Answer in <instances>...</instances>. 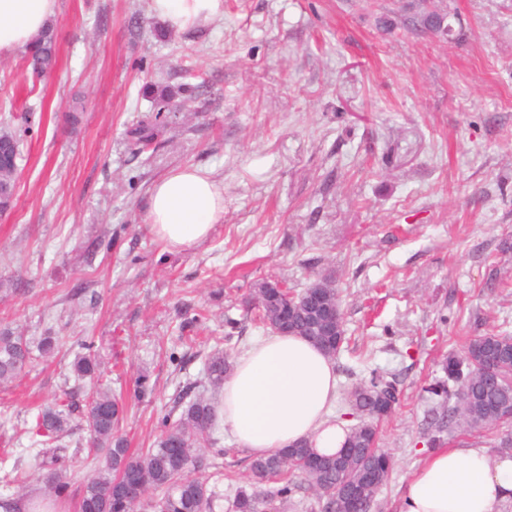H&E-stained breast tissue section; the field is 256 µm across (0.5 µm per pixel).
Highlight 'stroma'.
Segmentation results:
<instances>
[{
	"instance_id": "stroma-1",
	"label": "stroma",
	"mask_w": 512,
	"mask_h": 512,
	"mask_svg": "<svg viewBox=\"0 0 512 512\" xmlns=\"http://www.w3.org/2000/svg\"><path fill=\"white\" fill-rule=\"evenodd\" d=\"M402 4L224 0L177 30L150 0H58L50 73L0 57V134L23 150L0 211V330L65 345L0 387V469L30 471L31 408L66 392L85 408L76 341H94L103 386L144 384L119 433L148 448L208 355L267 336L246 310L257 283L300 290L328 274L347 336L333 413L371 369L401 383L379 425L395 465L372 507L396 512L431 450L444 359L512 335V0H449L446 38L404 30ZM159 103L157 138L138 150L130 132ZM184 167L223 185L224 221L181 253L147 210L153 184ZM191 309L207 321L186 323ZM86 439L77 417L44 450L76 490L104 465ZM220 446L225 475L209 484L215 512H232L250 456L231 432Z\"/></svg>"
}]
</instances>
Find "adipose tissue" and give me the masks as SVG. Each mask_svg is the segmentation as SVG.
<instances>
[{
  "mask_svg": "<svg viewBox=\"0 0 512 512\" xmlns=\"http://www.w3.org/2000/svg\"><path fill=\"white\" fill-rule=\"evenodd\" d=\"M57 0H0V56L29 49L56 16ZM152 12L185 29L224 12V0H151ZM224 220V194L194 168L172 171L151 189L148 222L171 249L185 252ZM331 357L304 337L271 333L238 356L224 381L222 415L238 445L268 455L298 441L321 455L347 444L350 422L333 417ZM512 504V455L484 448L435 450L411 474L397 512H495Z\"/></svg>",
  "mask_w": 512,
  "mask_h": 512,
  "instance_id": "adipose-tissue-1",
  "label": "adipose tissue"
}]
</instances>
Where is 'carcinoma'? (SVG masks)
Wrapping results in <instances>:
<instances>
[{
    "mask_svg": "<svg viewBox=\"0 0 512 512\" xmlns=\"http://www.w3.org/2000/svg\"><path fill=\"white\" fill-rule=\"evenodd\" d=\"M409 12L408 26L416 31L435 33L448 24L445 0H409L403 5ZM32 74L41 76L54 68L56 44L54 27H47L28 51ZM134 138L150 144L155 137V123L141 122ZM0 154L15 160L0 170V210L11 206L22 159L19 142L8 134L0 135ZM316 290L331 302L340 299L335 281L321 275L305 290ZM255 320L274 328L279 320L287 294H274L266 288L255 289ZM295 332L334 356L331 337L321 335L318 324L304 306L296 307ZM62 343L57 336H45L31 346L27 339L5 329L0 332V384H8L24 372L38 357L57 356ZM102 361L92 342L81 344L75 354L71 372L78 381L97 379ZM231 365L224 353L210 355L205 363V383L210 395L191 396L187 385L179 396L181 412L176 420L163 419L165 430L154 446L130 451L118 435L122 413L121 398L113 391L93 387L83 414L92 449L106 458L105 466L83 485L76 512H137L147 507L152 512H215V495L210 489L206 470L211 467L202 449L217 446L223 429L219 401L224 379ZM445 378L428 392L440 399L441 413L432 425L435 434L430 441L441 443L440 434L453 423L464 431L502 426L506 440L512 443V336L485 333L470 339L463 358L448 357L443 363ZM401 394L398 378L376 369L350 391V404L359 422L352 427L343 454H314L304 442H297L266 457L250 460L249 469L258 483L271 487L257 492L240 486L234 497L235 512H286L288 505L304 492L296 475L304 476L316 495L318 507L324 508L327 494L337 492L336 512H352L372 504L393 468V459L379 448V429L373 420L363 419L360 400H386ZM74 413L73 403H55L41 408L36 417V432L55 439L67 432ZM32 468L45 484L44 499L56 501L68 493L70 477L65 468L50 466L40 453L33 457Z\"/></svg>",
    "mask_w": 512,
    "mask_h": 512,
    "instance_id": "carcinoma-1",
    "label": "carcinoma"
}]
</instances>
